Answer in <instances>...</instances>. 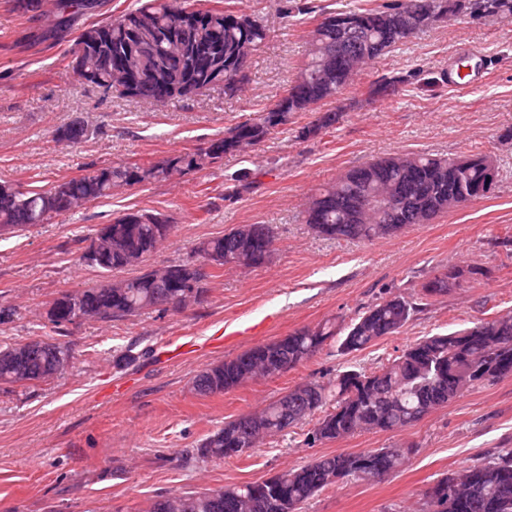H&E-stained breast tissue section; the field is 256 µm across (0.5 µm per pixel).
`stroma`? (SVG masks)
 <instances>
[{
	"label": "stroma",
	"mask_w": 512,
	"mask_h": 512,
	"mask_svg": "<svg viewBox=\"0 0 512 512\" xmlns=\"http://www.w3.org/2000/svg\"><path fill=\"white\" fill-rule=\"evenodd\" d=\"M263 19L269 37L251 60L252 89L222 91L167 106L135 102L79 84L66 71L73 39L27 42L52 15L30 19L0 0V179L44 186L104 163L155 162L207 145L245 115L272 105L297 75L315 19L282 18L280 0H232ZM478 48L486 64L451 84L449 70ZM408 75L388 99L369 96L382 76ZM337 121L306 142L294 132L315 120L294 114L260 147L225 156L200 173L114 190L111 197L0 236V303L14 316L0 345L48 338L70 345L72 369L48 384L0 386V512H145L171 493L259 482L329 453L395 446L407 465L376 481L350 480L316 494L302 512H419L438 479L512 448V377L473 389L397 432H363L310 445L313 420L268 439L241 457L212 461L196 453L225 421L251 412L298 384L328 381L350 368H376L422 337L512 313V24L449 19L373 62L328 102ZM78 122L75 144L53 138ZM481 153L502 169L489 197L370 242L317 236L302 218L314 191L377 157ZM250 186L227 189L241 176ZM167 215L174 225L152 259L187 257L199 241L239 224H267L272 259L224 268L206 281L202 304L182 312L148 311L112 322L84 321L58 332L45 317L61 292L105 283L79 265L98 225L130 211ZM483 270L413 315L399 333L351 354L327 341L309 361L224 394L194 391L204 367L263 342L359 312L393 294L417 297L429 275L457 265ZM132 352L134 360L117 364Z\"/></svg>",
	"instance_id": "stroma-1"
}]
</instances>
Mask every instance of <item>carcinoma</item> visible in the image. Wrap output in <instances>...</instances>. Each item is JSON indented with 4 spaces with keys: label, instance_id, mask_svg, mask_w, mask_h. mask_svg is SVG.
Masks as SVG:
<instances>
[{
    "label": "carcinoma",
    "instance_id": "obj_1",
    "mask_svg": "<svg viewBox=\"0 0 512 512\" xmlns=\"http://www.w3.org/2000/svg\"><path fill=\"white\" fill-rule=\"evenodd\" d=\"M102 0H56L61 24L42 35L51 40L69 32L78 16H92ZM198 16L202 29L190 35L179 28L181 14ZM315 26L319 39L310 40L299 67L307 81L294 83L274 104L224 130L208 149L172 155L157 162H122L95 166L86 174L58 180L45 188L3 192L11 182L0 180V227L44 224L85 204L112 196V190L141 182L168 181L198 173L224 159L258 147L297 112H314L354 84L380 56L412 41L448 17H498L512 21V0H390L375 7L320 10ZM245 14L233 7H201L196 0H137L117 15L83 27L75 38L84 49L85 71L74 73L82 83L134 100L164 106L224 87L228 96L244 95L251 84L249 61L268 36L258 18L244 26ZM150 33L139 38L143 22ZM348 28L359 45L336 43ZM407 82L404 75L383 76L371 95L387 99ZM336 123V113H321L300 128L307 140ZM86 134L75 122L57 129V140L76 143ZM484 155L436 157L397 154L373 159L348 170L312 195L305 223L320 236L359 241L391 236L411 224H428L448 213V198L474 201L492 192ZM391 183L402 186V199L383 211L369 206L375 190ZM173 225L157 212L124 213L102 225L101 254L93 268L102 273L144 266L140 274L94 288L63 292L51 304L56 329L83 320L109 322L148 310L182 311L205 298L203 281L211 274L201 267H257L273 251L266 224H241L221 237L205 240L179 262L150 266L148 262L169 239ZM483 274L474 266L436 272L412 299L392 295L351 320L343 334L332 323L298 329L275 341L259 343L234 358L208 366L193 379L196 392L224 393L251 380L284 373L313 357L333 337L340 351H362L398 332L411 317L439 296L448 294V278ZM195 283L192 288L189 283ZM72 348L58 341L32 339L0 347V385L27 387L47 384L72 364ZM505 363L492 380L483 370ZM512 376V315L496 316L448 334L424 336L378 370L339 371L326 382L311 380L295 386L262 408L224 422L209 434L198 453L215 461L241 456L271 436L282 434L314 416L323 415L312 430L313 442H337L357 432H387L408 427L433 410L448 405L479 386ZM407 453L375 448L359 453L321 455L261 482L225 485L196 494H170L154 500L146 512H300L318 492L343 480L379 479L397 472ZM446 488L453 495L437 498ZM421 512H512V448H498L462 471L439 479L423 494Z\"/></svg>",
    "mask_w": 512,
    "mask_h": 512
}]
</instances>
